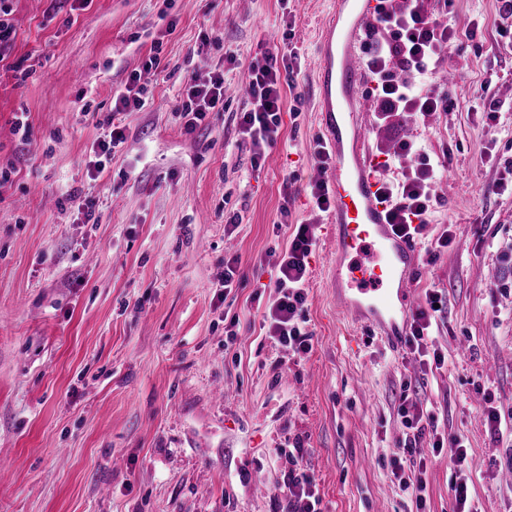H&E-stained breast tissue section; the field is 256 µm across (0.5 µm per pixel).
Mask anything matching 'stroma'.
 <instances>
[{"instance_id":"obj_1","label":"stroma","mask_w":512,"mask_h":512,"mask_svg":"<svg viewBox=\"0 0 512 512\" xmlns=\"http://www.w3.org/2000/svg\"><path fill=\"white\" fill-rule=\"evenodd\" d=\"M334 0H12L0 62V512H281L294 446L325 512H449L454 468L427 462L426 500L391 475L399 395L464 436L479 512H512V14L499 0H424L456 32L436 64L457 76L446 110L393 114L371 143L399 185L409 137L446 169L419 254L415 299L438 290L422 367L336 313L328 214H313L321 135L313 83ZM294 54L281 135L238 130L249 64ZM147 105L89 171L112 91L141 70ZM223 72L224 111L186 133L175 110L190 77ZM25 116L27 137L14 134ZM261 170H253L256 158ZM94 199L85 219L69 194ZM317 224L306 286L309 353L276 346L260 299L291 227ZM447 251L427 248L443 228ZM242 278L224 292V259ZM495 408L499 421L485 419Z\"/></svg>"}]
</instances>
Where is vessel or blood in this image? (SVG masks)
Masks as SVG:
<instances>
[{
  "label": "vessel or blood",
  "mask_w": 512,
  "mask_h": 512,
  "mask_svg": "<svg viewBox=\"0 0 512 512\" xmlns=\"http://www.w3.org/2000/svg\"><path fill=\"white\" fill-rule=\"evenodd\" d=\"M378 6L379 0H336L322 26L315 78L319 122L332 151L324 179L336 226L332 282L344 297L339 311L394 347L410 331L418 253L391 224L372 171V124L358 47Z\"/></svg>",
  "instance_id": "1"
}]
</instances>
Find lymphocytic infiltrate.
<instances>
[{
	"mask_svg": "<svg viewBox=\"0 0 512 512\" xmlns=\"http://www.w3.org/2000/svg\"><path fill=\"white\" fill-rule=\"evenodd\" d=\"M383 31L381 41L366 44V67L373 87L372 94L380 100V109L386 113L413 112L428 114L447 107L448 96L443 92L419 93L415 80L426 75L445 52L454 38V32L443 17L427 13L419 6L401 8L393 0H381L376 18ZM155 60H148L142 70L129 75L123 87L112 95V111L104 119L98 147L104 156L125 139V127L119 115L141 111L146 103L145 73L151 72ZM249 107L239 114L242 135L254 141L275 143L280 135L284 107V78L276 58L267 55L249 65ZM224 75L217 72L207 81L190 78L184 89V99L178 109L187 132H194L212 112L224 109ZM405 155H415L416 161L401 186L393 192L382 186L383 197L393 198L392 222L398 232L422 236L430 211L432 186L441 170L429 158L420 155L414 142L399 146ZM315 227L299 225L288 240L278 265L272 298L263 312V326L267 336L281 347L296 354H305L313 347V335L305 326V306L308 292L305 287L309 272V258L315 246ZM442 298L438 292L426 296V305L416 311L406 343L422 365L444 364L439 349L429 345L436 306ZM398 414L404 426L398 451L393 458L392 475L399 490L416 502H423L426 483L422 475L428 454L447 452L455 469L451 512H477L470 494L471 477L466 468L468 448L462 436H426L432 417L423 408L410 403L407 395H400ZM304 449L290 454V467L282 484L284 512H323L322 499L316 485L303 468Z\"/></svg>",
	"mask_w": 512,
	"mask_h": 512,
	"instance_id": "obj_1",
	"label": "lymphocytic infiltrate"
}]
</instances>
